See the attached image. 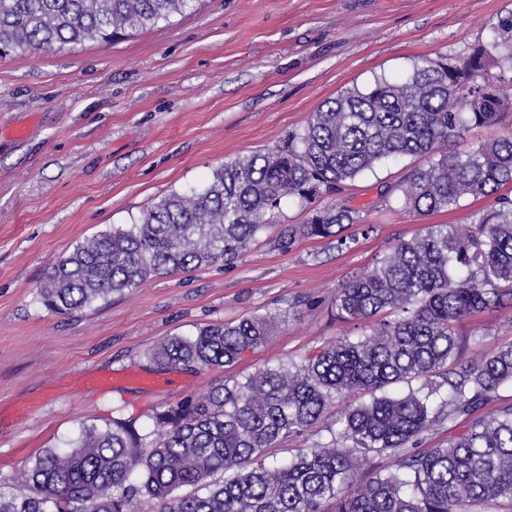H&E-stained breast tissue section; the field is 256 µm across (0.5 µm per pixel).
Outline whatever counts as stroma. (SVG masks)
<instances>
[{
    "instance_id": "stroma-1",
    "label": "stroma",
    "mask_w": 512,
    "mask_h": 512,
    "mask_svg": "<svg viewBox=\"0 0 512 512\" xmlns=\"http://www.w3.org/2000/svg\"><path fill=\"white\" fill-rule=\"evenodd\" d=\"M511 9L512 0H204L131 37L0 55V492L82 426L132 418L145 433L154 411L185 397L365 334L337 317L336 288L424 225L475 222L494 198L415 216L393 192L414 165L407 158L339 193L361 216L348 229L351 248L281 245L282 227L308 216L290 199L234 264L154 277L71 316L46 309L38 292L85 238L204 186L225 162L285 145L341 90L410 73L426 58L461 61ZM275 312L285 319L268 344L233 366L173 370L171 387L118 382L129 371L156 377L148 356L167 337ZM455 330L465 362L511 344L512 304ZM366 399H337L316 427L268 449L265 464L331 443L344 411Z\"/></svg>"
}]
</instances>
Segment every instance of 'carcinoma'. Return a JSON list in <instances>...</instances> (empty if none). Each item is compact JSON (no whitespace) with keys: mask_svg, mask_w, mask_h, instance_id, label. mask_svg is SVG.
Returning a JSON list of instances; mask_svg holds the SVG:
<instances>
[{"mask_svg":"<svg viewBox=\"0 0 512 512\" xmlns=\"http://www.w3.org/2000/svg\"><path fill=\"white\" fill-rule=\"evenodd\" d=\"M199 5L0 0V50L106 42ZM504 81L512 83V10L460 64L425 59L407 76L348 88L313 112L288 145L226 162L203 189L172 192L138 222L76 245L40 291L43 305L62 315L157 275L233 264L277 223L285 198L310 211L305 223L283 229L281 242L321 238L347 247L353 239L342 229L361 223L360 212L316 200L389 159H427L395 188L417 216L496 196L477 222L428 224L336 289L337 316L367 324L364 337H340L300 365L266 366L171 404L154 412L146 434L133 420L84 427L69 449H47L23 468L15 493L0 497V512H139L145 499L156 512H494L512 505V407L476 414L512 383V345L464 365L454 330L472 313L512 302V197L499 194L512 185V131L464 152L444 150L512 109ZM277 321L246 316L171 336L150 360L163 369L229 367L265 346ZM444 386L436 408L431 397ZM353 390L371 400L343 414L331 444L262 463L267 449L315 427L336 397ZM460 417L467 428L446 446L410 450L423 433ZM387 452L401 453L398 468L363 474L371 455Z\"/></svg>","mask_w":512,"mask_h":512,"instance_id":"1","label":"carcinoma"}]
</instances>
